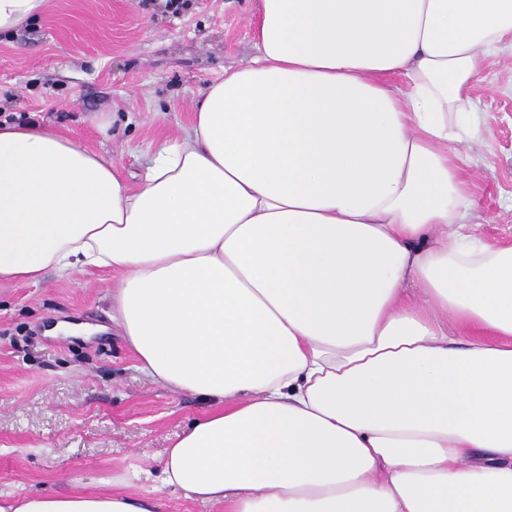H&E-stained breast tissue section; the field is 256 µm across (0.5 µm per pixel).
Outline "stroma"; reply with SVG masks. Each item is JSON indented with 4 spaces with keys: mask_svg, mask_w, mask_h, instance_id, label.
<instances>
[{
    "mask_svg": "<svg viewBox=\"0 0 512 512\" xmlns=\"http://www.w3.org/2000/svg\"><path fill=\"white\" fill-rule=\"evenodd\" d=\"M257 0H49L0 36V116L53 127L104 155L129 185L193 103L253 54ZM476 132L459 146L477 232L512 244V49L472 90ZM116 115L112 138L97 121ZM116 273L91 269L0 286V496L108 491L113 477L157 512H224L162 486L167 448L210 401L154 382L113 324ZM67 320L80 336L48 337Z\"/></svg>",
    "mask_w": 512,
    "mask_h": 512,
    "instance_id": "obj_1",
    "label": "stroma"
}]
</instances>
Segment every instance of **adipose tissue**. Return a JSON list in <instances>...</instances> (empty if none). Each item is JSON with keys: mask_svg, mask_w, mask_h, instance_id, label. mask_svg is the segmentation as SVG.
<instances>
[{"mask_svg": "<svg viewBox=\"0 0 512 512\" xmlns=\"http://www.w3.org/2000/svg\"><path fill=\"white\" fill-rule=\"evenodd\" d=\"M252 41L134 188L59 132L0 124V282L118 274L142 370L216 405L163 459L188 497L512 512V245L475 233L455 149L512 0H259Z\"/></svg>", "mask_w": 512, "mask_h": 512, "instance_id": "adipose-tissue-1", "label": "adipose tissue"}]
</instances>
